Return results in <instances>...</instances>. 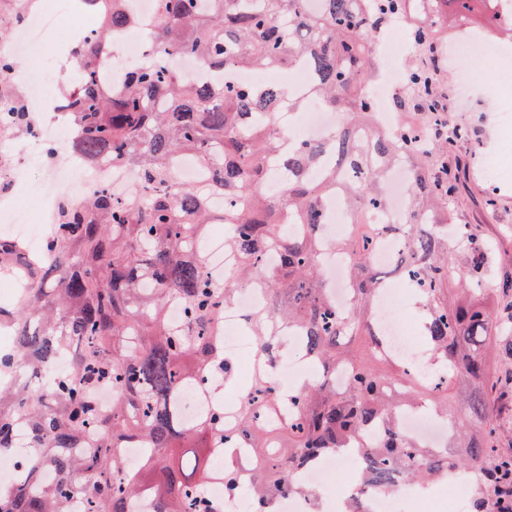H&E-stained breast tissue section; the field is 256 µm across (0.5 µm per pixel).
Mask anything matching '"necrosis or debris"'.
Here are the masks:
<instances>
[{
    "label": "necrosis or debris",
    "instance_id": "necrosis-or-debris-1",
    "mask_svg": "<svg viewBox=\"0 0 512 512\" xmlns=\"http://www.w3.org/2000/svg\"><path fill=\"white\" fill-rule=\"evenodd\" d=\"M67 19L73 22L71 46H78L82 40L90 37L94 13L87 6L76 5L74 0H40L35 9L26 10L20 0H11L9 8L0 9V25L12 29L17 35L16 41L6 47V55L16 58L36 52ZM10 79L21 88L28 110L39 113L40 120L24 147L14 145L13 134L0 132L1 142L13 144L12 150L0 157V181L7 185L4 194L0 195V214L14 216L12 233L20 240L32 243L43 236L45 225L54 223L61 198L81 200L99 185L124 193L135 186L136 178L134 170L128 166L106 159L89 161L75 148V135L63 101L45 96L39 78L16 70L11 73ZM276 125L284 133L305 140H319L333 134L339 121L334 114L316 107L303 114L284 108L277 117ZM29 170L41 171L54 182L70 181L71 186L65 193L55 192L45 196L43 202H36L25 191L24 174ZM35 205L42 208L40 223L21 219V212ZM322 268L337 309H346L351 295L347 258L334 251L325 252ZM266 296L263 287L251 285L240 289L232 303L225 308L222 324L225 352L245 359L256 358V345L246 334L244 321L265 303ZM376 309L379 326L393 345L411 357L414 364H423L425 354L401 321L396 294L390 285H383L378 292ZM398 425L404 435L423 445L441 442L453 430L450 419L414 409L400 411ZM354 459L355 453L350 449L333 456L325 454L310 469L295 471L293 479L301 485H314L334 462L351 463L349 494L330 500L325 512H351L356 504L360 505L362 512H405L408 499L434 491L430 485L417 488L405 482L395 484L388 490L369 488L366 472L354 467Z\"/></svg>",
    "mask_w": 512,
    "mask_h": 512
}]
</instances>
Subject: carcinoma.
<instances>
[{
    "instance_id": "carcinoma-1",
    "label": "carcinoma",
    "mask_w": 512,
    "mask_h": 512,
    "mask_svg": "<svg viewBox=\"0 0 512 512\" xmlns=\"http://www.w3.org/2000/svg\"><path fill=\"white\" fill-rule=\"evenodd\" d=\"M100 16L95 35L75 50L78 68L62 93L77 147L89 159L107 157L137 174V188L117 195L105 186L87 198L65 202L54 234L36 264L12 239L0 255L29 273L27 294L6 323L15 348L0 352V373L16 375L0 387V452L13 448L21 428L31 454L13 482L0 484V512H129L141 497L152 512H223L206 496L211 459L236 438L250 455L224 467V494L243 500L245 512H272L269 504L304 487L292 470L310 458L357 446L371 483L387 489L403 472L435 482L456 470L475 475L474 512H512V457L497 453L494 416L498 389L493 360L512 334V307L498 309L495 296L512 292L506 266L475 231L448 239L456 208L457 179L434 178L432 161L466 135L448 112H425L424 126L448 125V140H433L410 125L386 134L372 118L374 102L363 87L373 61L372 43L390 17L411 28L415 57L409 90L425 106L439 105L427 59L448 43V21L460 27L482 4L484 34L512 37V24L497 22L499 0H158L145 21L128 0H89ZM138 27L156 46L151 62L128 66L124 84L103 79L101 65L119 36ZM194 57L211 69L307 67L311 95L347 111L336 135L322 141L295 139L276 129L280 89L220 80L189 84L171 68ZM0 59V93L19 67ZM28 132L21 103L0 123ZM212 172L208 185L180 179L184 157ZM413 168L419 185L409 188L404 218L376 224L371 210L385 205L390 170ZM288 181L266 190L274 170ZM220 192L228 207L210 209ZM344 196L351 212L348 237L326 244L318 226L323 201ZM224 224L238 260L222 283L205 272L197 250L205 225ZM401 237L397 264L416 295L426 366L411 375L394 357L377 327L375 297L382 287L372 267L373 243ZM350 259L351 303L340 312L321 275L326 247ZM279 257L264 265V254ZM267 282L269 305L255 311L248 331L261 357L279 347L273 325L297 334V352L317 376L285 391L264 366L245 386L236 419L224 407L191 423L180 414L181 393L202 373L221 383L235 379L237 360L224 352L220 325L238 285ZM184 306V326L168 316ZM362 337L371 360L357 359L341 340ZM70 356L69 371L55 370ZM397 367L388 374L377 366ZM345 384L336 386V375ZM114 398L104 413L97 392ZM425 408L454 422L445 462L403 435V408ZM379 423L378 439L367 436ZM125 448L145 457L134 470Z\"/></svg>"
}]
</instances>
